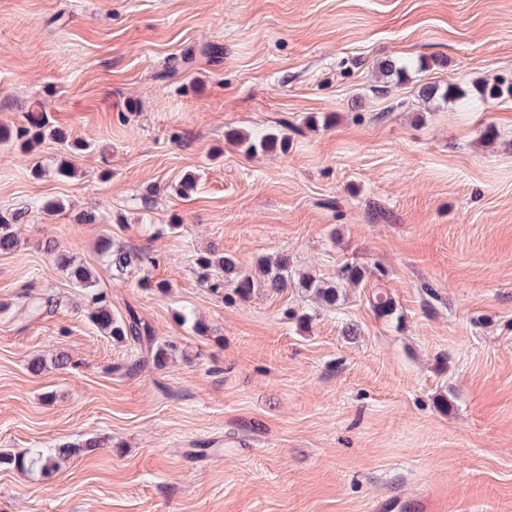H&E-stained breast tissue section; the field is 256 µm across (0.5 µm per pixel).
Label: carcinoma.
Returning <instances> with one entry per match:
<instances>
[{
  "label": "carcinoma",
  "instance_id": "1",
  "mask_svg": "<svg viewBox=\"0 0 512 512\" xmlns=\"http://www.w3.org/2000/svg\"><path fill=\"white\" fill-rule=\"evenodd\" d=\"M475 93L481 99L512 98V82L503 81L495 83L481 82L474 86ZM27 125L16 130V139L22 141L24 148L30 150L45 136L51 135L58 140H64L62 132L49 126L44 113L30 112L26 115ZM228 142L236 147L245 148L247 153L258 151L267 152L280 149L288 150V136L280 131H269L258 137L240 131H229L225 134ZM15 218L0 215V254H7L14 250L17 239L13 233ZM101 253L108 258L112 267V274L118 281L124 280L128 270L139 266L149 260L144 253L133 252L121 245L115 244L111 238L105 237L100 244ZM200 270L202 283L214 294L224 295V299L235 301H248L257 286V279L251 272L240 268L234 258L216 252L203 253L196 259ZM69 279L78 287L92 288L96 279L92 272L82 266L76 265L67 258H62ZM258 271L263 283L280 291L288 286L301 289L302 292L312 295L325 309L334 312L338 310L339 300L343 290L347 287H356L365 278V269L355 264L343 266L337 273L336 281L326 283L316 279L310 274H295L290 269L288 260L282 257L272 259L262 257L258 261ZM95 304L92 311V320L106 335L118 342L133 341L147 347L153 354L154 362L158 366L164 365L168 358L175 355L178 346L169 341L155 345L154 336L150 326L136 315L131 314L124 320L112 315L111 309L104 303V296L100 293L92 294ZM372 309L379 319L391 320L400 318L397 314V305L391 297L382 291L372 296ZM73 453L72 446L62 445L58 448L36 449L26 455H12L0 452V465L13 466L20 470H39L43 473L56 471L65 458Z\"/></svg>",
  "mask_w": 512,
  "mask_h": 512
}]
</instances>
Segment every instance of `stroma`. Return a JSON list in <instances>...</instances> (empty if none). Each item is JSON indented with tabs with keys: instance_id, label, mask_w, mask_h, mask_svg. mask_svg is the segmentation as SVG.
Returning <instances> with one entry per match:
<instances>
[{
	"instance_id": "stroma-1",
	"label": "stroma",
	"mask_w": 512,
	"mask_h": 512,
	"mask_svg": "<svg viewBox=\"0 0 512 512\" xmlns=\"http://www.w3.org/2000/svg\"><path fill=\"white\" fill-rule=\"evenodd\" d=\"M419 58L401 82L378 70ZM478 78L512 80V0H0V131L41 109L90 144L63 178L55 141L0 140V213L20 216L0 451L78 448L49 474L1 468L0 512H512V98L419 96ZM275 128L287 153L225 141ZM105 235L156 257L167 292L116 283ZM212 248L368 274L336 314L295 287L229 304L198 278ZM60 252L179 354L157 368L105 336Z\"/></svg>"
}]
</instances>
